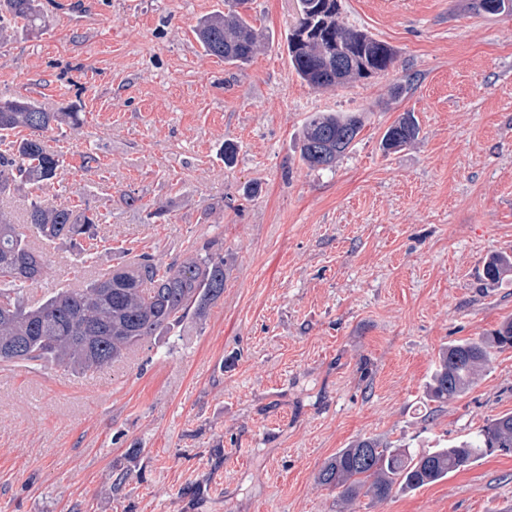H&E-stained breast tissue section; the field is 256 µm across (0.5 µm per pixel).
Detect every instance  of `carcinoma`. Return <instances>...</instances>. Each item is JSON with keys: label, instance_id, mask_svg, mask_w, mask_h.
Instances as JSON below:
<instances>
[{"label": "carcinoma", "instance_id": "carcinoma-1", "mask_svg": "<svg viewBox=\"0 0 512 512\" xmlns=\"http://www.w3.org/2000/svg\"><path fill=\"white\" fill-rule=\"evenodd\" d=\"M247 0H224V10L196 26L209 56L229 65L250 61L264 46L262 33L239 11ZM488 14L512 13V0H475ZM296 22L288 36V56L297 76L314 88H330L387 72L395 51L387 43L351 29L340 19L338 0H295ZM36 26L37 0H0V44L13 36L12 23ZM74 108L49 112L37 100H0V197L27 189L26 224L43 241L92 240L98 213L46 203L35 191L64 176L63 155L46 143L63 125L78 126ZM364 125L360 112H313L302 125L299 158L314 170L330 169L344 156ZM29 131L12 139L15 132ZM419 128L403 113L382 137L387 152L412 144ZM209 242L200 251L164 263L140 254L98 274L81 288H59L29 304V288L52 276L48 255L35 249L0 209V363L50 365L71 373H94L122 359L138 345L182 326L224 295V258ZM512 272V257L494 256L484 268L493 283ZM512 348V319L484 336L440 349L426 386L429 400L449 405L466 394L496 353ZM512 454V413L489 419L469 440L418 451L360 437L321 466L317 483L338 489V512H351L360 497L384 502L395 492L414 491L464 470L494 451Z\"/></svg>", "mask_w": 512, "mask_h": 512}]
</instances>
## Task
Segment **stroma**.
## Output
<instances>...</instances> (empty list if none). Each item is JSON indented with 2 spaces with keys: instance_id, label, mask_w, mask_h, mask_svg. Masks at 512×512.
Masks as SVG:
<instances>
[{
  "instance_id": "stroma-1",
  "label": "stroma",
  "mask_w": 512,
  "mask_h": 512,
  "mask_svg": "<svg viewBox=\"0 0 512 512\" xmlns=\"http://www.w3.org/2000/svg\"><path fill=\"white\" fill-rule=\"evenodd\" d=\"M40 3L41 26L0 46V99L84 116L51 133L67 172L42 198L101 213L94 271L217 240L227 279L202 318L102 371L0 365V512H336L317 473L356 438L428 449L512 412V349L454 403L426 396L441 347L512 318V274L482 279L512 257V14L341 0L396 59L318 90L288 58L294 0H248L268 39L241 67L193 33L224 0ZM313 112L365 116L329 170L299 159ZM405 112L417 140L384 152ZM47 250L55 273L35 300L84 281L79 245ZM511 503L512 455L495 453L355 512Z\"/></svg>"
}]
</instances>
